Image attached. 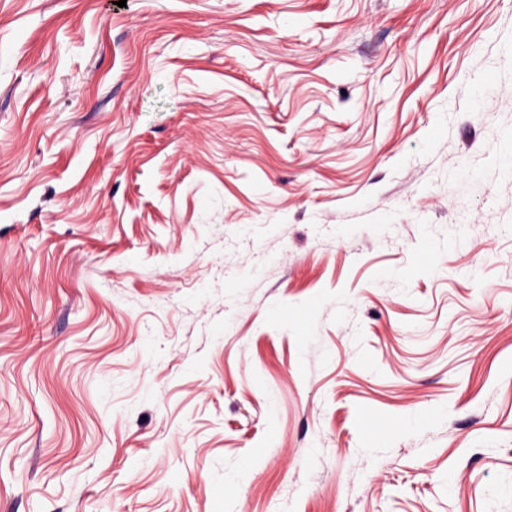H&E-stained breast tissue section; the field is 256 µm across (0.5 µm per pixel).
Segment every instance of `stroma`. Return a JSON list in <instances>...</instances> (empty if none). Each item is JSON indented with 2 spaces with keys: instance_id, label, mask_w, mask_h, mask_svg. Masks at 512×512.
I'll return each instance as SVG.
<instances>
[{
  "instance_id": "35a3bbf8",
  "label": "stroma",
  "mask_w": 512,
  "mask_h": 512,
  "mask_svg": "<svg viewBox=\"0 0 512 512\" xmlns=\"http://www.w3.org/2000/svg\"><path fill=\"white\" fill-rule=\"evenodd\" d=\"M0 512H512V0H0Z\"/></svg>"
}]
</instances>
